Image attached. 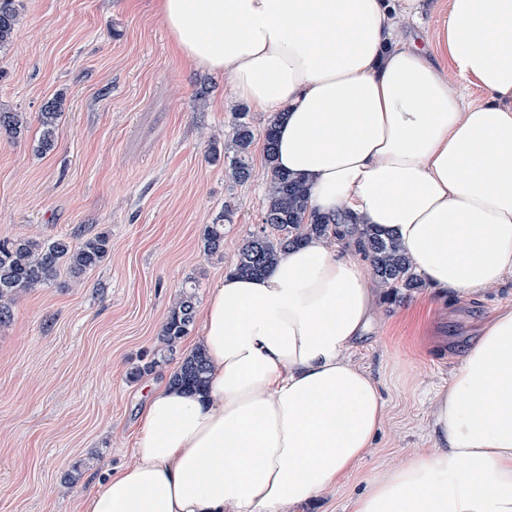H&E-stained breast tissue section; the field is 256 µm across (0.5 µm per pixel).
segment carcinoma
Instances as JSON below:
<instances>
[{
  "mask_svg": "<svg viewBox=\"0 0 512 512\" xmlns=\"http://www.w3.org/2000/svg\"><path fill=\"white\" fill-rule=\"evenodd\" d=\"M18 12L15 0H0V50L9 46L15 36ZM63 96L48 101L39 112L38 151L45 154L55 147L57 130L62 116ZM239 113L233 133L225 144L231 153L229 169L233 181L241 183L250 176L251 145L254 133ZM25 125L16 112L0 113V131L11 138L22 134ZM276 120L272 119L264 131L265 161L269 170L266 206L260 231L240 248L233 272L243 276H257L269 272L281 254L312 237L350 239L359 255L373 267L377 283L388 289L393 298L422 286V281L400 252L397 243L381 236L373 227L329 224L310 203L308 189L298 180L279 171L275 165ZM231 213L225 208L206 226L204 251L216 254L224 244V222ZM109 237L103 233L72 244L66 236L41 242L32 239L0 241V324L11 317L10 302L20 290L41 288L53 281L65 267L73 276L99 266L108 256ZM196 317L195 290L184 291L177 305L162 326L161 340L173 349L187 336ZM209 373L203 349L195 348L187 354L171 383L189 392L201 390Z\"/></svg>",
  "mask_w": 512,
  "mask_h": 512,
  "instance_id": "obj_1",
  "label": "carcinoma"
}]
</instances>
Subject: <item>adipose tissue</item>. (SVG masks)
<instances>
[{
	"mask_svg": "<svg viewBox=\"0 0 512 512\" xmlns=\"http://www.w3.org/2000/svg\"><path fill=\"white\" fill-rule=\"evenodd\" d=\"M421 0H156L168 34L234 98L279 119L282 172L317 212L394 239L433 288L466 299L512 275V0H448L438 49L392 40ZM363 261L326 239L273 270L225 274L201 316L202 393L151 389L133 461L77 512H287L362 461L385 412L349 354L373 324ZM434 450L373 476L353 512H512V306L432 402Z\"/></svg>",
	"mask_w": 512,
	"mask_h": 512,
	"instance_id": "obj_1",
	"label": "adipose tissue"
}]
</instances>
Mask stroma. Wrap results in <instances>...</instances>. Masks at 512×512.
<instances>
[{"label":"stroma","mask_w":512,"mask_h":512,"mask_svg":"<svg viewBox=\"0 0 512 512\" xmlns=\"http://www.w3.org/2000/svg\"><path fill=\"white\" fill-rule=\"evenodd\" d=\"M16 4V36L0 51V112L21 113L26 128L16 139L0 133V239L80 243L104 232L110 253L81 277L64 271L19 291L0 324V512H73L80 495L131 463L146 383L170 379L199 336L191 328L173 353L158 339L185 284L205 304L262 226L270 117L246 112L224 76L197 70L173 47L156 0ZM447 10L448 0H423L417 16L394 15L392 35L434 53ZM58 94L56 144L41 154L38 115ZM242 111L254 143L251 176L236 183L209 147L230 138ZM226 206L224 246L205 254L203 230ZM507 305L511 278L467 301L447 302L428 285L379 298L353 359L380 385L383 424L335 488L288 512H351L372 475L432 451L435 391ZM150 360L151 371L131 377Z\"/></svg>","instance_id":"1"}]
</instances>
